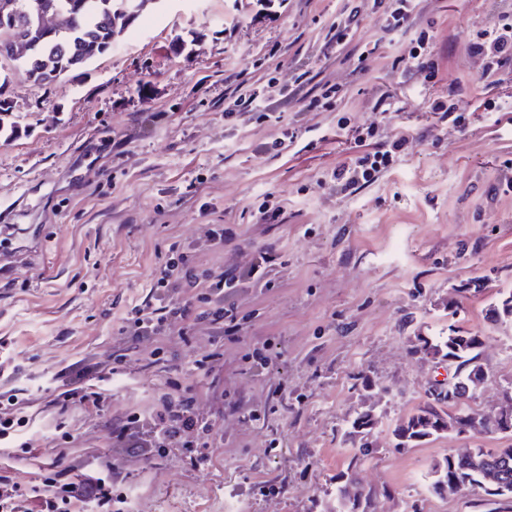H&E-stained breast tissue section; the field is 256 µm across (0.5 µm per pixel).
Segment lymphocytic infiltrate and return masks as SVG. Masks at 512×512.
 <instances>
[{
    "label": "lymphocytic infiltrate",
    "mask_w": 512,
    "mask_h": 512,
    "mask_svg": "<svg viewBox=\"0 0 512 512\" xmlns=\"http://www.w3.org/2000/svg\"><path fill=\"white\" fill-rule=\"evenodd\" d=\"M421 0H374L379 9L381 30L392 37L414 31L413 47L404 57V69L422 74L425 80L436 77V63L430 50L431 36L427 30H413L414 14ZM471 46L482 58L484 76L512 75V14H502L495 27L478 30ZM307 73L296 76L293 84H268L263 96L239 94L231 108L225 109V119H232L239 107L255 106L254 118L259 122H279L274 106L278 101L295 97L307 80ZM357 139L366 143L367 150L351 164L334 170V187L347 191L356 186L377 181L395 163L404 151L406 138L392 135L382 139L375 126L359 129ZM171 257L160 268L147 300L131 311L119 329L120 335L140 341L146 336H162L171 329L192 334L199 326H207L214 335L221 336L238 327V308L231 297L240 287L257 283L268 277L277 258L271 244L259 246L253 259L245 265L227 270L198 272L190 258V250L179 243L169 247ZM94 367L85 365L64 371L58 384L62 408L88 401L101 403L102 393L89 390L88 381ZM195 397L183 390L180 380H173L169 390L159 399L155 414L144 416L132 413L123 423L114 426L112 433L117 452L142 458L167 455L171 449L191 448L187 435L195 430H207L199 417ZM45 484L60 485L58 495L45 494L42 486L22 487L15 475L0 471V512H30L29 503H36L37 512H112L114 505L124 503V492L118 491L110 475L98 474L75 484L66 481L64 470L45 476Z\"/></svg>",
    "instance_id": "lymphocytic-infiltrate-1"
}]
</instances>
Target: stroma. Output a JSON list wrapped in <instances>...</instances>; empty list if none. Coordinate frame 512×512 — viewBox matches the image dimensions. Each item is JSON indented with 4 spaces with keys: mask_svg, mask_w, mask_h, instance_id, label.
<instances>
[{
    "mask_svg": "<svg viewBox=\"0 0 512 512\" xmlns=\"http://www.w3.org/2000/svg\"><path fill=\"white\" fill-rule=\"evenodd\" d=\"M364 17L359 43L374 45L366 73L325 36L345 2ZM274 18L253 0H156L112 50L54 85L15 71L0 137V201L36 235L19 237L16 264L0 270V394H16V444L0 469L39 483L61 461L81 482L114 468L124 512H335L336 488L360 446L359 484L379 489L374 512H488L481 494L430 492L431 467L468 448L512 445V434L448 431L401 448L394 430L426 400L446 362L417 352L449 327L476 333L487 377L470 405L495 413L512 387V318L491 309L512 292V85L489 86L469 49L496 24L495 0H422L416 27L433 34L436 83L403 72L410 36L379 29L372 0H278ZM186 42L185 54L173 51ZM322 73L346 96L331 109L277 106L297 140L280 154L256 143L276 126L224 119L239 84L260 90L299 71ZM455 85L473 110L469 128L436 123L424 109ZM497 99L498 114L481 111ZM377 126L407 136L378 181L336 191L332 170L358 155L352 132ZM278 206L263 224L262 203ZM212 224L237 225L240 240L210 247ZM192 247L198 270L247 263L275 244L271 287L235 295L236 335L206 326L128 346L118 329L150 290L171 243ZM221 348L212 371L192 361ZM277 359L264 369L257 354ZM123 367H115L118 354ZM97 364L110 384L102 404L61 411L53 379L69 365ZM181 376L211 428L207 458L112 453L113 422L155 411ZM372 413L367 438L352 420ZM278 487L265 492V483Z\"/></svg>",
    "mask_w": 512,
    "mask_h": 512,
    "instance_id": "35a3bbf8",
    "label": "stroma"
}]
</instances>
